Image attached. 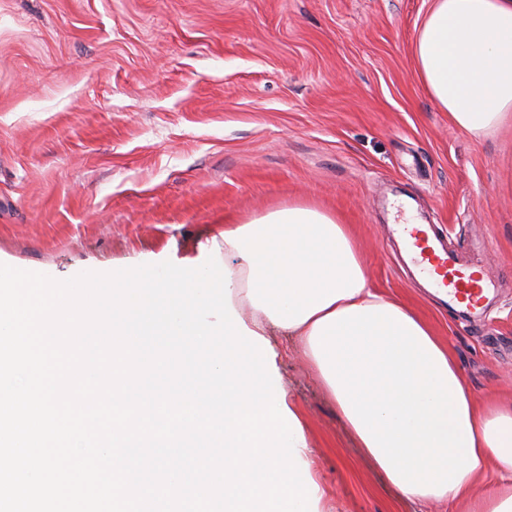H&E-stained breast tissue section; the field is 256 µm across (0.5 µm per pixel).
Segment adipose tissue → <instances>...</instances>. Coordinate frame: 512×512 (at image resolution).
Here are the masks:
<instances>
[{"label":"adipose tissue","instance_id":"adipose-tissue-1","mask_svg":"<svg viewBox=\"0 0 512 512\" xmlns=\"http://www.w3.org/2000/svg\"><path fill=\"white\" fill-rule=\"evenodd\" d=\"M415 75L475 137L512 124V0H431ZM231 303L292 343L400 497L512 512V398L482 400L447 344L374 288L347 225L295 202L225 225Z\"/></svg>","mask_w":512,"mask_h":512}]
</instances>
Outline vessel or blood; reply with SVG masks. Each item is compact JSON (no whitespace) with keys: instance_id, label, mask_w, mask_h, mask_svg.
Here are the masks:
<instances>
[{"instance_id":"1","label":"vessel or blood","mask_w":512,"mask_h":512,"mask_svg":"<svg viewBox=\"0 0 512 512\" xmlns=\"http://www.w3.org/2000/svg\"><path fill=\"white\" fill-rule=\"evenodd\" d=\"M392 232L403 242L410 264L437 294L447 298L449 305L464 303L473 310H484L494 291L495 281L490 275L461 263L425 225L397 224Z\"/></svg>"}]
</instances>
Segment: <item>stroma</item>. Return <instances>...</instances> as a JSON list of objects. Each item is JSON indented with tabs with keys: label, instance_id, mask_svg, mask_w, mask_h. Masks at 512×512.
Masks as SVG:
<instances>
[{
	"label": "stroma",
	"instance_id": "35a3bbf8",
	"mask_svg": "<svg viewBox=\"0 0 512 512\" xmlns=\"http://www.w3.org/2000/svg\"><path fill=\"white\" fill-rule=\"evenodd\" d=\"M430 0H0V262L57 280L204 259L291 202L347 224L375 288L446 342L474 394L512 396V126L475 138L417 81ZM412 200L496 280L480 315L399 262ZM325 512H419L377 474L296 352L270 362Z\"/></svg>",
	"mask_w": 512,
	"mask_h": 512
}]
</instances>
